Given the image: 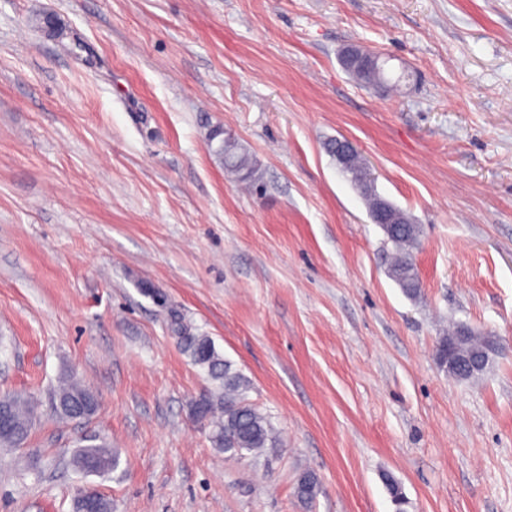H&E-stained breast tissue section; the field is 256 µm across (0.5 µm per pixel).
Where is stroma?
I'll use <instances>...</instances> for the list:
<instances>
[{"instance_id": "1", "label": "stroma", "mask_w": 512, "mask_h": 512, "mask_svg": "<svg viewBox=\"0 0 512 512\" xmlns=\"http://www.w3.org/2000/svg\"><path fill=\"white\" fill-rule=\"evenodd\" d=\"M351 43L387 84L342 69ZM336 138L419 225L417 298ZM176 314L276 448H215ZM452 322L510 347L455 379ZM63 377L91 418L60 419ZM1 396L38 412L0 448V512H73L86 485L112 512H393L386 473L406 512H512V0H0ZM102 443L118 467L79 471ZM217 156L224 160V168L243 180H251L255 170L249 155L238 147L235 141L223 139L215 149ZM86 390V388L77 383H71L59 389V391L56 394V400L60 399V401L66 404H71L73 401L75 402V400L80 399L81 401H79L73 409L74 416L77 419H80L84 417L85 403L94 405L98 404L97 397L90 390H87L85 402L82 400L85 397Z\"/></svg>"}]
</instances>
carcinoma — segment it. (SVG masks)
<instances>
[{
    "label": "carcinoma",
    "instance_id": "carcinoma-1",
    "mask_svg": "<svg viewBox=\"0 0 512 512\" xmlns=\"http://www.w3.org/2000/svg\"><path fill=\"white\" fill-rule=\"evenodd\" d=\"M354 74L358 81L367 85L386 81L384 71L369 66L354 70ZM215 153L224 160V168L238 175L241 180H250L254 176L251 158L235 142L221 140ZM365 168L361 156L354 154L350 156L346 174L363 190L374 210L380 197L368 180ZM382 228L386 241L395 249L390 276L407 295L414 297L418 293V273L409 249L418 245L419 226L399 214L395 223L384 224ZM172 330L179 336L192 362L205 369L211 380L217 383L216 389L197 401L201 417L212 427L211 440L214 446L233 456L245 452L261 453L276 447V437L269 418L258 412L247 399L246 393L250 389L248 379L219 354L209 336L193 330L181 317H174ZM494 351L495 337L475 336L459 327L441 337L436 345V357L440 365L448 366V358H453L461 366V372L456 374V378L461 380L482 374ZM85 394L86 388L71 383L60 388L56 398L70 404L83 399ZM0 411L13 425L11 431L4 428L0 430V447L17 448L31 431L33 407L26 402L3 397L0 399ZM76 465L87 473L106 474L117 465V457L104 445H92L79 450ZM385 483L395 510L404 512L406 498L400 485L389 475L385 476ZM295 491L300 500L312 501L318 493V478L309 471L301 473Z\"/></svg>",
    "mask_w": 512,
    "mask_h": 512
}]
</instances>
